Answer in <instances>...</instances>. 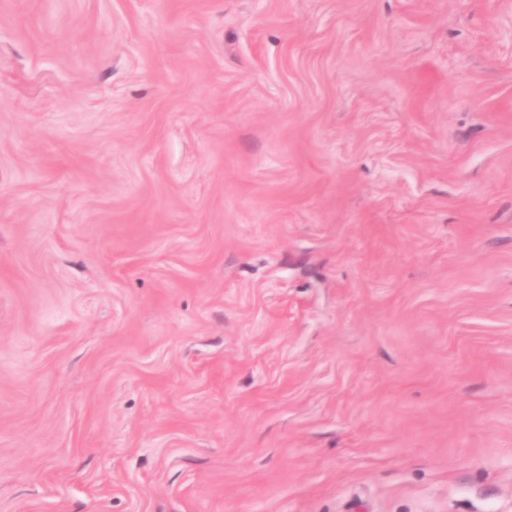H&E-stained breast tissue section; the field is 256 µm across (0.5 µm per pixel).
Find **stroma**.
Wrapping results in <instances>:
<instances>
[{
    "label": "stroma",
    "instance_id": "35a3bbf8",
    "mask_svg": "<svg viewBox=\"0 0 512 512\" xmlns=\"http://www.w3.org/2000/svg\"><path fill=\"white\" fill-rule=\"evenodd\" d=\"M0 512H512V0H0Z\"/></svg>",
    "mask_w": 512,
    "mask_h": 512
}]
</instances>
